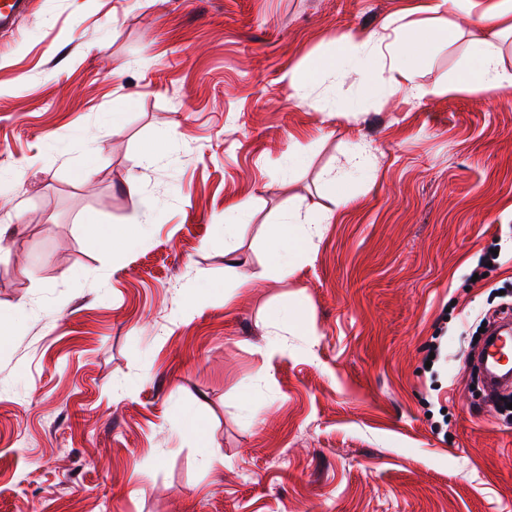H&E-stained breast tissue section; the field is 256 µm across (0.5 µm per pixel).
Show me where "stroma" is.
<instances>
[{"mask_svg": "<svg viewBox=\"0 0 512 512\" xmlns=\"http://www.w3.org/2000/svg\"><path fill=\"white\" fill-rule=\"evenodd\" d=\"M420 2L30 0L0 30V512H512V415L467 365L512 305V90L286 79ZM467 62L437 42L418 81ZM323 209L277 279L273 224ZM369 166V156L367 152L356 147L351 150L344 170L337 172L329 178V182L350 181L365 173ZM248 207V202L242 201L238 205L224 211V225L218 224V227L224 232V254L232 251V246L227 240L235 236L239 224L243 223Z\"/></svg>", "mask_w": 512, "mask_h": 512, "instance_id": "1", "label": "stroma"}]
</instances>
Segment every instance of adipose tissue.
<instances>
[{"mask_svg": "<svg viewBox=\"0 0 512 512\" xmlns=\"http://www.w3.org/2000/svg\"><path fill=\"white\" fill-rule=\"evenodd\" d=\"M445 7L463 13L469 25L479 32L469 44V68L459 82L432 87H423L415 82L416 65L429 54L433 43L461 36V28L453 23L444 28L419 24L403 29L390 46L391 63L387 77L373 73L376 48L372 37H345L337 40L333 56L318 60L307 74L289 72L288 82L295 85L304 79L313 81L327 73L339 80L353 75L358 77L362 90L367 94L405 92L417 98L461 89L491 92L512 87V70L505 68L502 62L499 43L500 37L512 36V0H424L421 9L426 13H436ZM330 220L327 213L304 217L288 213L273 225L272 235L281 246L275 261L274 274L277 278L284 280L293 274L295 243L313 238L321 225Z\"/></svg>", "mask_w": 512, "mask_h": 512, "instance_id": "adipose-tissue-1", "label": "adipose tissue"}]
</instances>
